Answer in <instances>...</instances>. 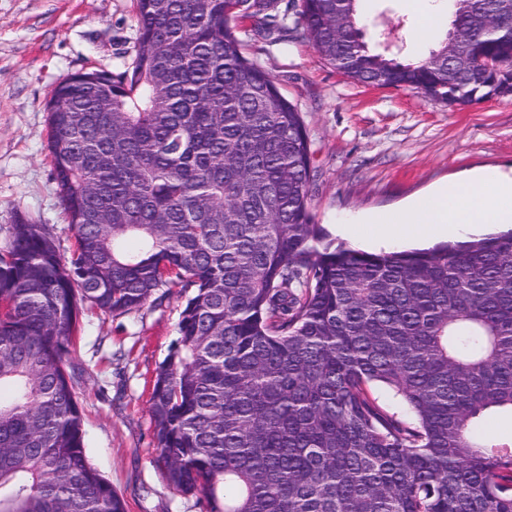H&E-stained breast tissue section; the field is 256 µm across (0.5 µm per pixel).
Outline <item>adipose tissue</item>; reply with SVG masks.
<instances>
[{
	"label": "adipose tissue",
	"instance_id": "obj_1",
	"mask_svg": "<svg viewBox=\"0 0 512 512\" xmlns=\"http://www.w3.org/2000/svg\"><path fill=\"white\" fill-rule=\"evenodd\" d=\"M512 223V177L489 171L441 186L406 208L374 219L371 235L433 243L437 227L459 232L478 224Z\"/></svg>",
	"mask_w": 512,
	"mask_h": 512
}]
</instances>
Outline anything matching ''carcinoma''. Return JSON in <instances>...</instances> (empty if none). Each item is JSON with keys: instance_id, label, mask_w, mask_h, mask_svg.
<instances>
[{"instance_id": "cac0c4a2", "label": "carcinoma", "mask_w": 512, "mask_h": 512, "mask_svg": "<svg viewBox=\"0 0 512 512\" xmlns=\"http://www.w3.org/2000/svg\"><path fill=\"white\" fill-rule=\"evenodd\" d=\"M362 0H299L337 72L450 107L512 96V0H452L429 56L370 47ZM121 71L47 103L74 232L24 217L0 250V512H126L89 465L67 368L81 306L187 295L150 413L168 482L204 512H512V231L370 253L314 222L296 107L233 22L288 35L278 0H135ZM485 434L508 442L512 439V417L510 413H491L482 424Z\"/></svg>"}]
</instances>
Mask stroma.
Wrapping results in <instances>:
<instances>
[{
  "label": "stroma",
  "mask_w": 512,
  "mask_h": 512,
  "mask_svg": "<svg viewBox=\"0 0 512 512\" xmlns=\"http://www.w3.org/2000/svg\"><path fill=\"white\" fill-rule=\"evenodd\" d=\"M381 12L410 31L402 58L428 56L436 41L417 38L409 0H369L360 21L366 41ZM238 37L303 118L315 166L309 208L336 241L354 246L364 223L437 186L486 170L512 175V97L451 108L414 90L354 82L300 33L276 41L244 25ZM137 38L134 0H0V246L25 216L53 227L61 258H70L74 236L52 180L46 106L74 73L130 65ZM158 293L124 314L90 307L81 314L70 365L85 410L86 455L128 512H201L156 460L150 381L186 301L175 287Z\"/></svg>",
  "instance_id": "1"
}]
</instances>
